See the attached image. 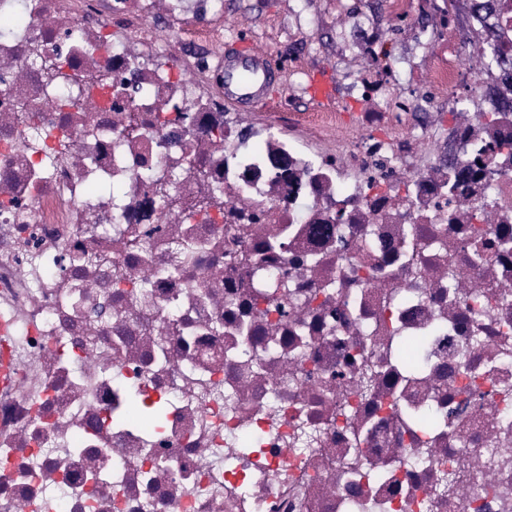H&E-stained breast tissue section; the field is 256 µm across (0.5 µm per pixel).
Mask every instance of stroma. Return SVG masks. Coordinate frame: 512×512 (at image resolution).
<instances>
[{
    "mask_svg": "<svg viewBox=\"0 0 512 512\" xmlns=\"http://www.w3.org/2000/svg\"><path fill=\"white\" fill-rule=\"evenodd\" d=\"M224 44L247 38L268 49L283 77L268 89L266 109L252 112L256 123L291 113L306 121L319 112L306 92L310 74L321 73L338 89L345 111L385 110L356 89L359 73H374L366 35L380 32L390 52L386 79L406 100L428 92L427 72L447 57L449 46L472 36L423 14L419 0H224L215 23Z\"/></svg>",
    "mask_w": 512,
    "mask_h": 512,
    "instance_id": "35a3bbf8",
    "label": "stroma"
}]
</instances>
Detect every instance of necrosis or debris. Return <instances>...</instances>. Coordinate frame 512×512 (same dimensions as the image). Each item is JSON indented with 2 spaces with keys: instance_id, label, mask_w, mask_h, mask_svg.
<instances>
[{
  "instance_id": "1",
  "label": "necrosis or debris",
  "mask_w": 512,
  "mask_h": 512,
  "mask_svg": "<svg viewBox=\"0 0 512 512\" xmlns=\"http://www.w3.org/2000/svg\"><path fill=\"white\" fill-rule=\"evenodd\" d=\"M181 3L0 0V512H512V113L452 47L446 117L258 127ZM10 324L0 321V396H11L17 386L20 370L10 357Z\"/></svg>"
}]
</instances>
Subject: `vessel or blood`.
<instances>
[{
  "label": "vessel or blood",
  "mask_w": 512,
  "mask_h": 512,
  "mask_svg": "<svg viewBox=\"0 0 512 512\" xmlns=\"http://www.w3.org/2000/svg\"><path fill=\"white\" fill-rule=\"evenodd\" d=\"M238 54L221 60L224 102L235 108L259 102L274 75L269 54L251 40L238 41ZM10 325L0 321V396L12 395L20 371L10 357Z\"/></svg>",
  "instance_id": "b4317fda"
}]
</instances>
